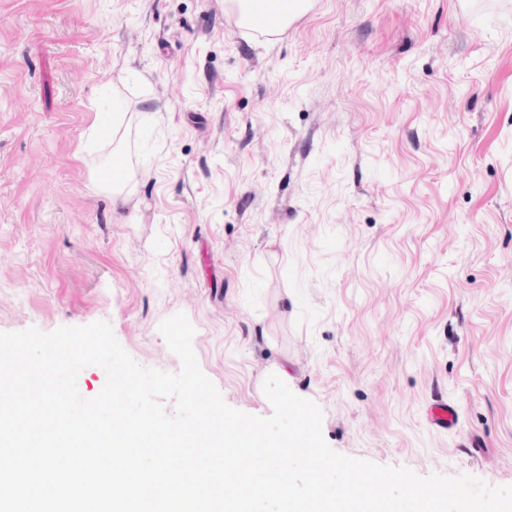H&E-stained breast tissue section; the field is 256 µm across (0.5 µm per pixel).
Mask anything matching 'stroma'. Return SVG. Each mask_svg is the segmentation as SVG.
I'll use <instances>...</instances> for the list:
<instances>
[{"mask_svg":"<svg viewBox=\"0 0 512 512\" xmlns=\"http://www.w3.org/2000/svg\"><path fill=\"white\" fill-rule=\"evenodd\" d=\"M180 312L230 406L284 369L335 451L512 486V0H315L273 42L224 0H0V331L106 321L175 372ZM113 111L112 113V133L110 140H112L113 149H112V158L117 155H123V146H124V136L127 130L129 129L133 119L134 114L139 113H129L123 112L122 107L118 101V89H113ZM144 175V171H139L131 163L128 165L120 163L113 168L112 177L109 180H98V187L112 197L113 203L126 204L133 194V187L138 178ZM427 420L434 427L452 429L458 421L457 409L447 399H436L428 410Z\"/></svg>","mask_w":512,"mask_h":512,"instance_id":"1","label":"stroma"}]
</instances>
